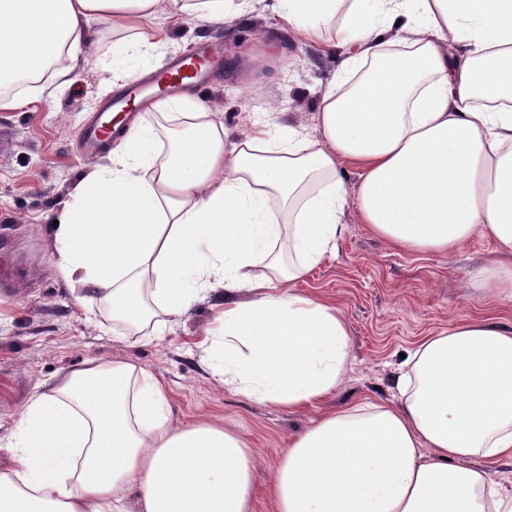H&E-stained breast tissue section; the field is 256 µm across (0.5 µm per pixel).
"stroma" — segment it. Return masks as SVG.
Returning <instances> with one entry per match:
<instances>
[{
	"mask_svg": "<svg viewBox=\"0 0 512 512\" xmlns=\"http://www.w3.org/2000/svg\"><path fill=\"white\" fill-rule=\"evenodd\" d=\"M274 0H255L218 31L189 19L160 17L143 32H168L166 56L126 55L125 67L155 74L169 60L208 44L224 57V74L189 89L223 122L230 140L243 139L244 113L276 116L284 125L315 124L313 87L336 69V57L292 35ZM99 49L65 88L40 81L25 106L0 112V438L8 439L33 393L48 389L85 361H123L161 381L177 423L221 421L247 436L256 462L254 512H271L269 481L289 442L328 411L364 399H390L403 354L423 338L469 317L492 314L512 325V304L474 289L471 272L495 259L491 241L476 236L454 255L389 248L347 204L348 230L298 290L323 297L343 313L351 333L350 367L336 392L303 411L277 409L216 381L200 345L214 311L200 299L180 321L135 328L113 319L103 302L76 293L53 262V232L46 217L72 191L88 164L77 148L84 121L112 92L114 36L100 23Z\"/></svg>",
	"mask_w": 512,
	"mask_h": 512,
	"instance_id": "1",
	"label": "stroma"
}]
</instances>
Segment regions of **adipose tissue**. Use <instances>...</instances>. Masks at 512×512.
<instances>
[{
	"instance_id": "1",
	"label": "adipose tissue",
	"mask_w": 512,
	"mask_h": 512,
	"mask_svg": "<svg viewBox=\"0 0 512 512\" xmlns=\"http://www.w3.org/2000/svg\"><path fill=\"white\" fill-rule=\"evenodd\" d=\"M305 41L337 30L344 58L317 96L315 132L251 120L226 145L208 106L181 95L149 109L192 133L161 155L147 124L86 167L55 213L54 262L112 314L140 323L219 311L204 345L218 380L304 410L350 362L341 310L295 289L347 231L345 207L403 252L493 241L474 285L512 303V0H279ZM248 0H0V111L11 83L52 64L66 86L110 23L122 51L158 16L222 27ZM361 170L348 188L343 161ZM288 233L294 260L271 244ZM390 401L322 414L285 448L272 512H512L485 467L512 460V329L473 317L427 337ZM165 386L124 362H85L34 394L0 468V512H252L255 460L221 423L176 424Z\"/></svg>"
}]
</instances>
